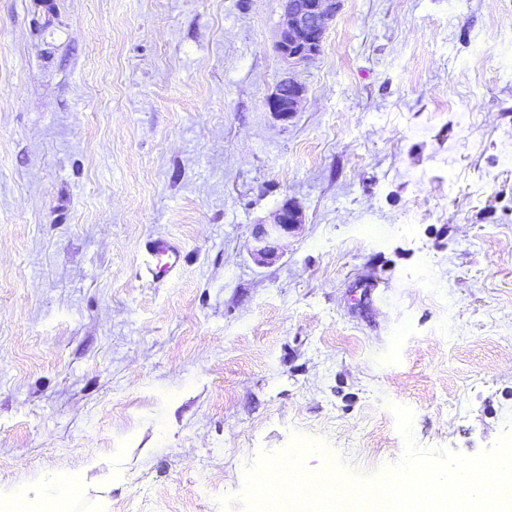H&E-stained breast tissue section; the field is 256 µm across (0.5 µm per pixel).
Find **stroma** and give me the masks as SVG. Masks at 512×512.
Returning a JSON list of instances; mask_svg holds the SVG:
<instances>
[{"label": "stroma", "mask_w": 512, "mask_h": 512, "mask_svg": "<svg viewBox=\"0 0 512 512\" xmlns=\"http://www.w3.org/2000/svg\"><path fill=\"white\" fill-rule=\"evenodd\" d=\"M284 5L0 0V504L66 474L65 512H245L298 435L396 463L395 404L426 447L506 430L512 0H344L294 69ZM156 237L187 252L159 287ZM305 93L304 86L291 77L283 78L276 86L275 91L269 97L267 106L270 112L288 119L298 106ZM302 222L300 210L293 203L283 202L276 209L272 223L255 225L252 250L254 260L264 264L277 257L281 242Z\"/></svg>", "instance_id": "35a3bbf8"}]
</instances>
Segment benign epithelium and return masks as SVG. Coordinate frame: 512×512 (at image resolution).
Returning <instances> with one entry per match:
<instances>
[{
	"instance_id": "7a95c632",
	"label": "benign epithelium",
	"mask_w": 512,
	"mask_h": 512,
	"mask_svg": "<svg viewBox=\"0 0 512 512\" xmlns=\"http://www.w3.org/2000/svg\"><path fill=\"white\" fill-rule=\"evenodd\" d=\"M342 0H286V21L280 28L276 50L290 65L313 60L324 43L331 21L340 10ZM305 87L291 77L283 78L267 101L268 109L286 119L298 111ZM302 213L292 203L283 202L270 224H257L253 232L254 260L264 264L277 257L281 242L302 223Z\"/></svg>"
}]
</instances>
